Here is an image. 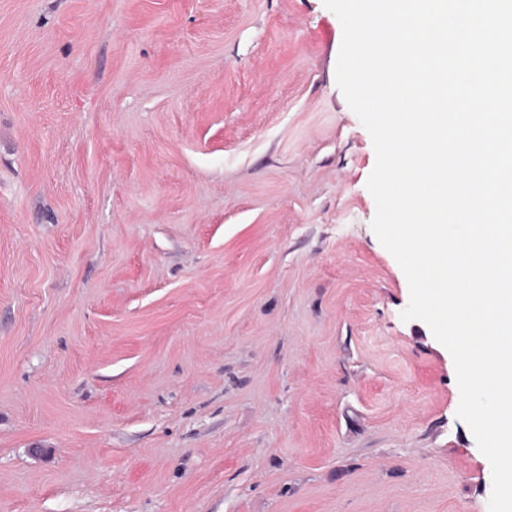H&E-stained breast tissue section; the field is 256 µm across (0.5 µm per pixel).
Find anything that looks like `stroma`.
Segmentation results:
<instances>
[{"mask_svg": "<svg viewBox=\"0 0 512 512\" xmlns=\"http://www.w3.org/2000/svg\"><path fill=\"white\" fill-rule=\"evenodd\" d=\"M342 36L323 0H0V512H489Z\"/></svg>", "mask_w": 512, "mask_h": 512, "instance_id": "1", "label": "stroma"}]
</instances>
